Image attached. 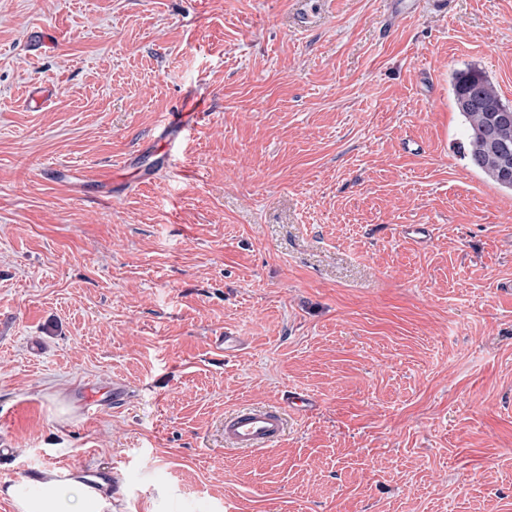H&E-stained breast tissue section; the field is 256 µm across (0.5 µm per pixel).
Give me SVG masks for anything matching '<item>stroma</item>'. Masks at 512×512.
Listing matches in <instances>:
<instances>
[{"mask_svg":"<svg viewBox=\"0 0 512 512\" xmlns=\"http://www.w3.org/2000/svg\"><path fill=\"white\" fill-rule=\"evenodd\" d=\"M447 2L387 33L392 0H0V488L512 512V193L458 154L450 84L512 105V0ZM116 379L130 403L82 413ZM298 394L269 449L225 448L226 415Z\"/></svg>","mask_w":512,"mask_h":512,"instance_id":"stroma-1","label":"stroma"}]
</instances>
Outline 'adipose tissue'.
<instances>
[{"mask_svg":"<svg viewBox=\"0 0 512 512\" xmlns=\"http://www.w3.org/2000/svg\"><path fill=\"white\" fill-rule=\"evenodd\" d=\"M5 495L16 512H107L112 506L111 494L54 471L13 482Z\"/></svg>","mask_w":512,"mask_h":512,"instance_id":"obj_1","label":"adipose tissue"}]
</instances>
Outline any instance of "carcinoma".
Returning a JSON list of instances; mask_svg holds the SVG:
<instances>
[{
	"label": "carcinoma",
	"mask_w": 512,
	"mask_h": 512,
	"mask_svg": "<svg viewBox=\"0 0 512 512\" xmlns=\"http://www.w3.org/2000/svg\"><path fill=\"white\" fill-rule=\"evenodd\" d=\"M451 88L464 122L463 159L489 182L512 192V112L500 111L505 102L477 68L455 72Z\"/></svg>",
	"instance_id": "cac0c4a2"
}]
</instances>
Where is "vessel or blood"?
Wrapping results in <instances>:
<instances>
[{
	"mask_svg": "<svg viewBox=\"0 0 512 512\" xmlns=\"http://www.w3.org/2000/svg\"><path fill=\"white\" fill-rule=\"evenodd\" d=\"M285 418L279 411L262 407L240 408L224 420V443L229 448L267 447L284 432Z\"/></svg>",
	"mask_w": 512,
	"mask_h": 512,
	"instance_id": "b4317fda",
	"label": "vessel or blood"
}]
</instances>
